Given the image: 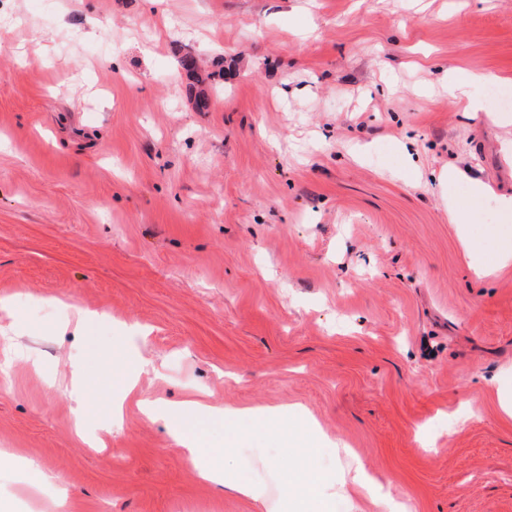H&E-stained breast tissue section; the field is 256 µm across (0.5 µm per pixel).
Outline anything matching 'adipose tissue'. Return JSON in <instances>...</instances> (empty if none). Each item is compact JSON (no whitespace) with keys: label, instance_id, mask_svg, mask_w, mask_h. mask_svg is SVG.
I'll list each match as a JSON object with an SVG mask.
<instances>
[{"label":"adipose tissue","instance_id":"1","mask_svg":"<svg viewBox=\"0 0 512 512\" xmlns=\"http://www.w3.org/2000/svg\"><path fill=\"white\" fill-rule=\"evenodd\" d=\"M141 412L146 419L165 418L172 427V434L183 454L194 465L203 481L229 489L238 495L263 506L277 504L278 507H296L297 512H332L336 499L351 498L353 494L376 495L374 484L361 468H354L345 475L340 484L322 481L310 476L302 477L295 472L282 469L278 472L280 490L278 498H271L268 486L244 475L232 464L220 462V455H234L241 449L276 437L286 452L292 453L301 445L312 442L319 427L314 421H304L300 430L282 427L272 431L267 419L246 416L244 410L220 408L198 400H189L174 407H165L152 401H143ZM213 424L223 432L224 451L202 447L197 430L201 424ZM379 506L385 512H408L407 502L387 495H376Z\"/></svg>","mask_w":512,"mask_h":512}]
</instances>
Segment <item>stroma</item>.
Masks as SVG:
<instances>
[{"instance_id": "stroma-1", "label": "stroma", "mask_w": 512, "mask_h": 512, "mask_svg": "<svg viewBox=\"0 0 512 512\" xmlns=\"http://www.w3.org/2000/svg\"><path fill=\"white\" fill-rule=\"evenodd\" d=\"M473 71L512 86V0H0V500L47 512L35 466L71 512H262L138 404L198 399L300 405L319 475L352 448L410 512H512V265L476 273L512 106L466 111ZM492 80L493 76L491 74L484 72H471L464 83L456 82L454 79L449 80L448 90L453 95L458 96L461 99H467L469 102V106L474 111H483V104L480 101L475 100L471 97L469 87L489 84L492 82Z\"/></svg>"}]
</instances>
